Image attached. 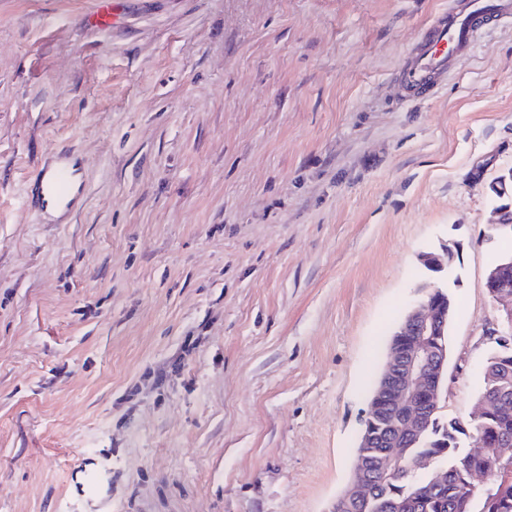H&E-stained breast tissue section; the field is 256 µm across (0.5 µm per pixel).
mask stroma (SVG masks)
<instances>
[{
	"mask_svg": "<svg viewBox=\"0 0 512 512\" xmlns=\"http://www.w3.org/2000/svg\"><path fill=\"white\" fill-rule=\"evenodd\" d=\"M115 2L0 0V512H328L432 283L444 416L481 388L512 22L403 105L448 0ZM61 157L70 211L27 210Z\"/></svg>",
	"mask_w": 512,
	"mask_h": 512,
	"instance_id": "obj_1",
	"label": "stroma"
}]
</instances>
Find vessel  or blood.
<instances>
[{
	"label": "vessel or blood",
	"instance_id": "vessel-or-blood-1",
	"mask_svg": "<svg viewBox=\"0 0 512 512\" xmlns=\"http://www.w3.org/2000/svg\"><path fill=\"white\" fill-rule=\"evenodd\" d=\"M490 19L512 20V0H452L448 10L420 29L410 58L399 72L402 96L434 93L447 76L450 62L470 50ZM75 180V170L66 164L43 170L42 196L31 201V208L69 207Z\"/></svg>",
	"mask_w": 512,
	"mask_h": 512
}]
</instances>
